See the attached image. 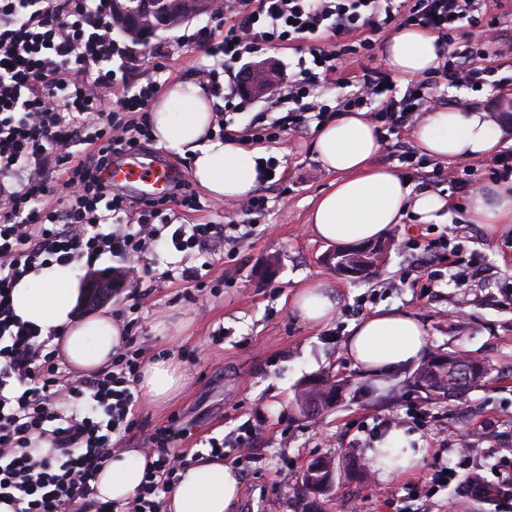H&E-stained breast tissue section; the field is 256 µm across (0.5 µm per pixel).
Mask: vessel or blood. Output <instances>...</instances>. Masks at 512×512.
Wrapping results in <instances>:
<instances>
[{
	"label": "vessel or blood",
	"mask_w": 512,
	"mask_h": 512,
	"mask_svg": "<svg viewBox=\"0 0 512 512\" xmlns=\"http://www.w3.org/2000/svg\"><path fill=\"white\" fill-rule=\"evenodd\" d=\"M180 177L179 171L157 163L150 154L137 148L124 151L105 174L106 180L116 185H139L140 194L147 201L164 197Z\"/></svg>",
	"instance_id": "b4317fda"
}]
</instances>
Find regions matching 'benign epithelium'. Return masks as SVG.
Returning a JSON list of instances; mask_svg holds the SVG:
<instances>
[{
    "label": "benign epithelium",
    "instance_id": "benign-epithelium-1",
    "mask_svg": "<svg viewBox=\"0 0 512 512\" xmlns=\"http://www.w3.org/2000/svg\"><path fill=\"white\" fill-rule=\"evenodd\" d=\"M132 7L114 15L112 27L119 32L144 44L156 35L160 28L151 26V15L160 9L166 14L176 15L179 22L184 24L202 15L216 16L224 10V0H171L165 4L163 0H131ZM282 72L272 61L255 62L245 65L238 74L239 89L250 98L275 96L281 90ZM120 276L112 273L91 276L84 294V302L92 306L96 299L108 293ZM336 480V467L333 461L327 459L313 471L307 473L304 482L310 506L314 507L317 497L329 493Z\"/></svg>",
    "mask_w": 512,
    "mask_h": 512
}]
</instances>
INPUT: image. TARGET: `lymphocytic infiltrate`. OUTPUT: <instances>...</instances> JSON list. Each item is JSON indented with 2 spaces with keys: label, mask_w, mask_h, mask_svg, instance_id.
<instances>
[{
  "label": "lymphocytic infiltrate",
  "mask_w": 512,
  "mask_h": 512,
  "mask_svg": "<svg viewBox=\"0 0 512 512\" xmlns=\"http://www.w3.org/2000/svg\"><path fill=\"white\" fill-rule=\"evenodd\" d=\"M234 22L209 54L225 66L244 54L331 33L337 49H310L299 57L286 98L285 121L256 122L249 140L276 139L286 127L302 129L327 119L314 89L347 56L374 58L373 32L418 26L448 48L441 75L451 87H497L492 59L512 54L503 16L488 0H224ZM464 44H456L458 30ZM168 50L147 52L112 38L109 0H0V502L13 512H164L162 493L178 478L186 457L170 451L186 436L172 424L146 437L153 459L136 496L122 504L101 501L92 486L112 458V438L137 425L133 389L141 348L135 336L112 356L109 369L64 378L52 339L21 321L12 292L32 269L62 266L103 254L140 257L162 236L156 222L171 206L200 210L190 183L173 185L168 198L130 199L103 180L113 155L143 148L152 137L146 114L158 91ZM154 77H131L140 68ZM124 93L113 98L112 89ZM337 113L367 110L379 131L396 135L417 125L442 102L430 78H412L395 96L381 67L346 81ZM108 232H101V225ZM235 246L217 224H181L170 240L180 251L206 250L216 239ZM471 439L460 440L459 468L430 467L426 482L461 487L468 498L512 512V464L488 480L470 462Z\"/></svg>",
  "instance_id": "obj_1"
}]
</instances>
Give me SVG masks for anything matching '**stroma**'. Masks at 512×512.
Masks as SVG:
<instances>
[{"label": "stroma", "instance_id": "stroma-1", "mask_svg": "<svg viewBox=\"0 0 512 512\" xmlns=\"http://www.w3.org/2000/svg\"><path fill=\"white\" fill-rule=\"evenodd\" d=\"M233 17L201 16L159 32L150 47L173 51L161 84L176 77L205 84L214 60L206 43L195 40L202 28L224 29ZM444 98L455 96L481 103L505 125L501 148H512V86L468 88L439 86ZM285 105L271 99H242L225 118L235 135H243L256 119L285 115ZM315 127L288 130L265 143L280 165L273 180L259 192L268 209L259 218L245 215L234 201L202 194L204 208L188 212L173 208L172 224H252L234 254L223 242L211 252L177 251L154 246L132 265L149 269L151 299L139 312L136 334L144 358L173 353L181 363L185 384L165 405L138 398V425L114 436L120 448H143V440L171 417L188 424L190 434L174 443L173 452L196 455L205 440L224 443V461L239 470L243 492L235 512H302L300 476L315 459L331 457L336 482L320 498L322 512H440L454 499L456 512H495L494 504L474 506L469 498L442 489L430 499L408 493L416 474L380 479L370 467L367 449L384 443L388 430H402L412 447L425 449L424 463L456 467L459 457L445 429L456 425L477 434L471 459L493 477L512 448V224L487 231L469 223L465 208L469 190L433 181L436 161L408 165L380 150L377 164L394 167L410 180L415 192L445 196L448 217L440 224H420L413 217L393 225L383 243L386 250L373 276L355 280L324 265L328 243L309 230V216L318 198L336 179L316 158ZM444 239L448 254L439 266L441 281L425 293L415 261L418 247ZM276 262V274L258 279L256 266ZM130 263L109 256L83 263V274L126 270ZM203 269L206 305L193 304L181 273ZM328 281L339 294L335 319L324 327L304 324L291 308L296 288ZM411 312L428 333V353L452 354L486 362L490 373L461 399L428 398L413 385L415 368L385 376L383 384L364 376L344 353L351 326L377 309ZM315 379L342 383L341 398L318 418L300 413L296 398ZM258 431L251 457L234 449L244 427Z\"/></svg>", "mask_w": 512, "mask_h": 512}]
</instances>
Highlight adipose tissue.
Returning <instances> with one entry per match:
<instances>
[{"label": "adipose tissue", "instance_id": "obj_1", "mask_svg": "<svg viewBox=\"0 0 512 512\" xmlns=\"http://www.w3.org/2000/svg\"><path fill=\"white\" fill-rule=\"evenodd\" d=\"M441 51L437 34L403 26L388 41L387 62L396 76H421L437 67ZM149 121L154 139L188 158L194 180L214 199L242 200L259 188L262 151L233 138L217 137L214 100L194 81H172L155 100ZM502 135L501 127L477 106L425 113L414 132L421 154L447 162L490 155ZM380 146V135L365 112H348L320 126L317 158L337 179L311 213L310 230L316 238L344 246L383 238L408 215L422 224L439 221L446 199L414 192L400 171L375 164ZM468 219L490 230L512 224V180L473 192ZM76 274L73 264L40 267L17 283L12 304L22 321L45 333L57 331L68 362L77 371L89 373L110 364L123 344L124 331L104 311L77 318ZM338 304L335 290L324 282L304 285L292 298L293 310L313 326L330 323ZM427 346V332L416 316L380 309L352 326L345 351L361 373L379 378L418 362ZM183 379L174 358L157 357L145 363L137 387L150 402L164 404L180 392ZM424 454V449L407 446L398 430L389 434L384 445L366 452L383 479L412 473ZM146 465V457L135 450L114 453L94 483L98 499L120 504L130 500L141 486ZM241 488L239 471L205 452L180 472L165 509L233 512Z\"/></svg>", "mask_w": 512, "mask_h": 512}]
</instances>
